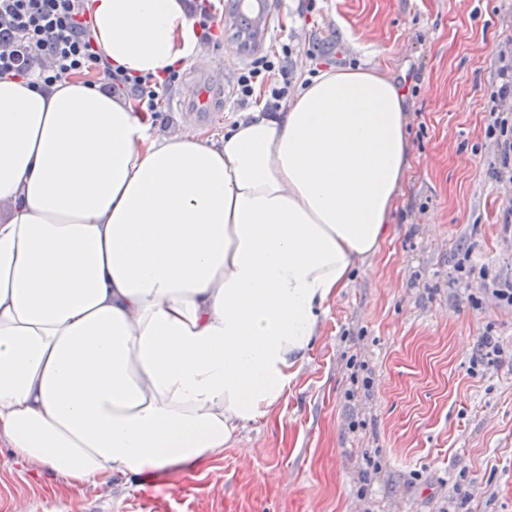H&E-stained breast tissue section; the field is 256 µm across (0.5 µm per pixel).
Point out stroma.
<instances>
[{
	"instance_id": "stroma-1",
	"label": "stroma",
	"mask_w": 512,
	"mask_h": 512,
	"mask_svg": "<svg viewBox=\"0 0 512 512\" xmlns=\"http://www.w3.org/2000/svg\"><path fill=\"white\" fill-rule=\"evenodd\" d=\"M203 44L151 121L220 139L238 115L185 111L200 75L233 88L249 56L231 37ZM293 50L291 84L329 67L386 72L403 92L412 159L391 232L328 312L274 420L247 423L207 467L115 476L70 492L11 463L0 443V512H512V278L502 226L512 184L487 128L512 65V0H276L269 50ZM468 245L470 258L460 247ZM500 357L474 363L481 337Z\"/></svg>"
}]
</instances>
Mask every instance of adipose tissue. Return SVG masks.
Wrapping results in <instances>:
<instances>
[{
  "label": "adipose tissue",
  "instance_id": "1",
  "mask_svg": "<svg viewBox=\"0 0 512 512\" xmlns=\"http://www.w3.org/2000/svg\"><path fill=\"white\" fill-rule=\"evenodd\" d=\"M112 66L162 78L189 0H89ZM402 91L323 71L217 144L158 137L80 78L0 79V440L73 492L191 472L273 419L354 267L390 231Z\"/></svg>",
  "mask_w": 512,
  "mask_h": 512
}]
</instances>
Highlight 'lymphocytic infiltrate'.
Wrapping results in <instances>:
<instances>
[{
  "instance_id": "f902f5d3",
  "label": "lymphocytic infiltrate",
  "mask_w": 512,
  "mask_h": 512,
  "mask_svg": "<svg viewBox=\"0 0 512 512\" xmlns=\"http://www.w3.org/2000/svg\"><path fill=\"white\" fill-rule=\"evenodd\" d=\"M87 0H0V78L22 77L33 85H50L94 68L109 87L129 92L140 111L156 113L162 98L179 77L129 78L111 67L98 51L86 18ZM289 45L280 51L252 49L236 79L240 107L261 100L267 111L276 110L287 96Z\"/></svg>"
}]
</instances>
